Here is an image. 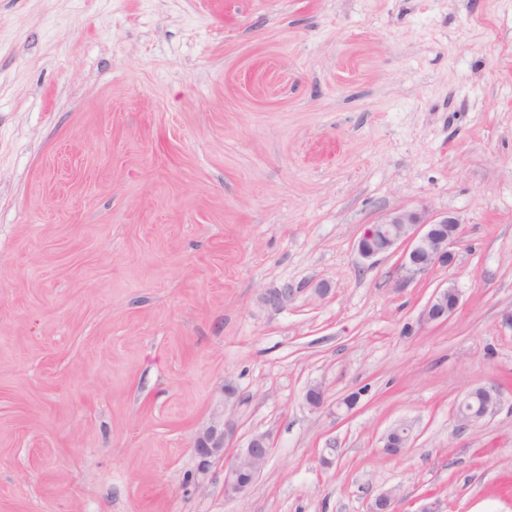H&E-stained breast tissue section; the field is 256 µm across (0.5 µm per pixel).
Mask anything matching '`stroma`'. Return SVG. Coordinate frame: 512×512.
<instances>
[{
    "label": "stroma",
    "instance_id": "35a3bbf8",
    "mask_svg": "<svg viewBox=\"0 0 512 512\" xmlns=\"http://www.w3.org/2000/svg\"><path fill=\"white\" fill-rule=\"evenodd\" d=\"M422 209L451 266L359 257ZM511 314L512 0H0V512H512ZM450 296L455 299L454 305L448 304ZM458 304L459 294L455 288L447 286L446 288L436 289L422 311V320L428 324L445 322L456 311ZM501 393L499 385L478 386L470 390L457 407L460 426L466 428L492 416L499 404ZM475 398L480 400L476 408L470 404ZM235 424L215 415L209 425L198 433L195 450L200 457L201 468H207L212 460L224 461V496L229 499L244 497L257 481L272 452L273 441L268 433L252 435L242 446L233 447ZM233 448L231 458L226 451Z\"/></svg>",
    "mask_w": 512,
    "mask_h": 512
}]
</instances>
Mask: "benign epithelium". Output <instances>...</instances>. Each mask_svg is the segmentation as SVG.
<instances>
[{
	"label": "benign epithelium",
	"instance_id": "obj_1",
	"mask_svg": "<svg viewBox=\"0 0 512 512\" xmlns=\"http://www.w3.org/2000/svg\"><path fill=\"white\" fill-rule=\"evenodd\" d=\"M459 224L449 215L428 217L416 211H396L375 224H368L357 243V251L365 261L374 263L390 252L402 251L401 268L406 278L427 275L438 266H451L455 256L452 251L457 235H448V225ZM459 299L451 286L438 288L433 293L421 317L425 323L445 322L457 305L448 304L449 297ZM502 390L498 385L478 386L470 390L457 407V419L466 428L496 411ZM236 432L235 424L219 414L195 439V450L200 457L201 468L211 461H224V496L229 499L245 496L257 481L272 452L273 441L268 433L252 435L245 444L231 447ZM412 428L393 426L381 438L383 450L397 444L408 447ZM232 456H227L228 448ZM398 497L392 490L376 495L369 512H399Z\"/></svg>",
	"mask_w": 512,
	"mask_h": 512
}]
</instances>
